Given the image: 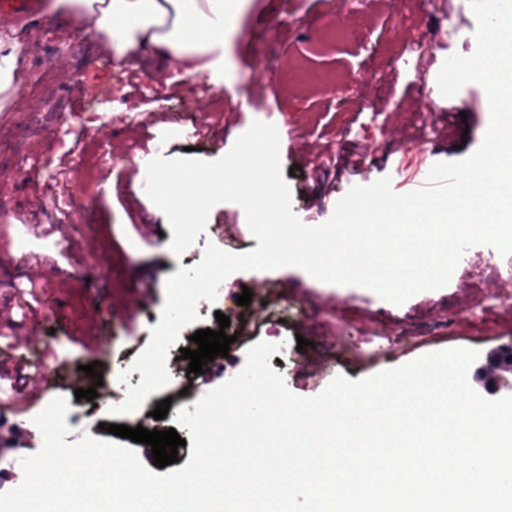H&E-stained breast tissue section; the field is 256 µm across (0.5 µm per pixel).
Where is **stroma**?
<instances>
[{
	"instance_id": "1",
	"label": "stroma",
	"mask_w": 512,
	"mask_h": 512,
	"mask_svg": "<svg viewBox=\"0 0 512 512\" xmlns=\"http://www.w3.org/2000/svg\"><path fill=\"white\" fill-rule=\"evenodd\" d=\"M477 20L469 0H248L225 50L224 87L201 97V79L144 84V57L117 64L100 53L90 28L66 20L18 25L19 59L28 76L42 75L36 98L21 97L0 112V364L31 372L43 361L63 373L98 363L118 379L147 346L160 321L167 278L201 261L206 244L254 250L243 208L215 205L204 233L183 254L137 174L143 160L225 155L253 122L279 133L292 210L319 225L353 186L390 177L406 194L439 162L457 161L482 143L490 123L486 90L464 85L450 98L437 76L451 54L472 55ZM112 137V162L98 161L101 134ZM494 248L462 255L449 283L396 305L355 285L312 281L300 268L245 270L224 280L215 303L198 306L169 358L190 347V335L224 330L227 357L206 373L173 366L163 390L142 408L113 417L66 390L67 442L81 435L110 440L108 424L160 431L177 428L175 412L153 410L181 393L190 408L235 376L247 351L269 341L267 312L237 305L243 289L276 285L288 294V338L302 336L299 357L273 354L269 364L293 394L319 395L339 375L356 381L450 348L479 355L512 344V300L497 299L486 265ZM229 316L220 328L217 314ZM384 336L383 351L361 345ZM46 400L27 401L0 380V492L19 486L15 467L42 447L34 416Z\"/></svg>"
}]
</instances>
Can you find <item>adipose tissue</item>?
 Here are the masks:
<instances>
[{"mask_svg":"<svg viewBox=\"0 0 512 512\" xmlns=\"http://www.w3.org/2000/svg\"><path fill=\"white\" fill-rule=\"evenodd\" d=\"M246 0H45L47 15L88 21L107 54L120 63L153 55L160 68L224 78L228 33ZM23 44L14 25L0 21V112L11 111L26 82Z\"/></svg>","mask_w":512,"mask_h":512,"instance_id":"obj_1","label":"adipose tissue"}]
</instances>
